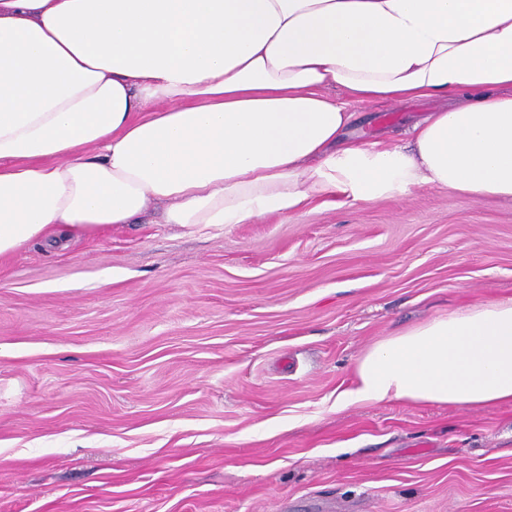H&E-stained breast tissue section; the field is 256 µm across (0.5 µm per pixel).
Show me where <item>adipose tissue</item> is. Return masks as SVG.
Returning a JSON list of instances; mask_svg holds the SVG:
<instances>
[{"label":"adipose tissue","instance_id":"1","mask_svg":"<svg viewBox=\"0 0 512 512\" xmlns=\"http://www.w3.org/2000/svg\"><path fill=\"white\" fill-rule=\"evenodd\" d=\"M336 86L461 102L366 144ZM423 186L512 198V0H0V258L153 204L250 224ZM354 401L512 402V300L373 346Z\"/></svg>","mask_w":512,"mask_h":512}]
</instances>
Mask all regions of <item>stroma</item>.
<instances>
[{"instance_id":"35a3bbf8","label":"stroma","mask_w":512,"mask_h":512,"mask_svg":"<svg viewBox=\"0 0 512 512\" xmlns=\"http://www.w3.org/2000/svg\"><path fill=\"white\" fill-rule=\"evenodd\" d=\"M438 99L350 102L406 144ZM512 298V199L437 187L0 260V512H512V404L356 402L390 336Z\"/></svg>"}]
</instances>
